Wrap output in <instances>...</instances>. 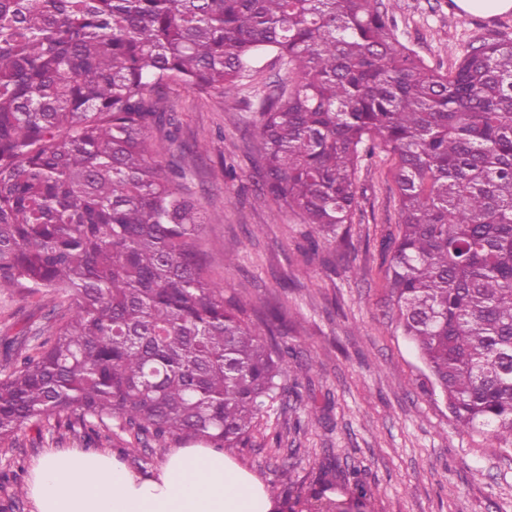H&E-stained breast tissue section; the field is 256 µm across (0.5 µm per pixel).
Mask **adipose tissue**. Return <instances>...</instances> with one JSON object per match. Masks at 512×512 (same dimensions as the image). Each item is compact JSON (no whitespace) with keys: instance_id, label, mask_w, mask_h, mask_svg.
I'll return each instance as SVG.
<instances>
[{"instance_id":"obj_1","label":"adipose tissue","mask_w":512,"mask_h":512,"mask_svg":"<svg viewBox=\"0 0 512 512\" xmlns=\"http://www.w3.org/2000/svg\"><path fill=\"white\" fill-rule=\"evenodd\" d=\"M33 512H273L266 486L223 451L174 449L142 475L95 451L47 453L33 467Z\"/></svg>"}]
</instances>
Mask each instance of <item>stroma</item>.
I'll return each mask as SVG.
<instances>
[{
	"instance_id": "stroma-1",
	"label": "stroma",
	"mask_w": 512,
	"mask_h": 512,
	"mask_svg": "<svg viewBox=\"0 0 512 512\" xmlns=\"http://www.w3.org/2000/svg\"><path fill=\"white\" fill-rule=\"evenodd\" d=\"M389 3L401 41L433 67L452 68L470 44L512 37V11L461 18L453 0ZM162 98L177 116L180 140L200 147L185 159L181 185L201 217L198 244L211 279L251 320L278 309L300 365L298 394L275 403L252 447L229 449V456L274 488L280 502L329 462L364 468L367 512H512V450L455 425L392 316L381 252L399 224L391 156L361 161L352 223L318 235L313 254L300 213H275L257 198L249 93L232 112L220 94L174 83ZM330 262L335 272H326ZM47 312L19 290L0 291V343L47 329ZM278 432L281 450L273 443ZM18 437L20 447L0 446V512H32L30 498L16 509L10 501L45 451L86 447L76 438L54 445L31 423ZM284 466L292 472L289 487L277 482Z\"/></svg>"
}]
</instances>
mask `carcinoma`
Instances as JSON below:
<instances>
[{"label": "carcinoma", "mask_w": 512, "mask_h": 512, "mask_svg": "<svg viewBox=\"0 0 512 512\" xmlns=\"http://www.w3.org/2000/svg\"><path fill=\"white\" fill-rule=\"evenodd\" d=\"M384 0H0V288L66 294L48 335L8 342L0 443L44 423L249 448L285 393L275 310L254 324L211 280L194 204L151 156L160 90L224 102L249 84L254 171L276 211L352 223L356 172L395 159L385 277L397 326L457 425L512 441V39L441 72ZM276 54L285 78L254 81ZM367 503L362 470L322 466L307 495Z\"/></svg>", "instance_id": "obj_1"}]
</instances>
